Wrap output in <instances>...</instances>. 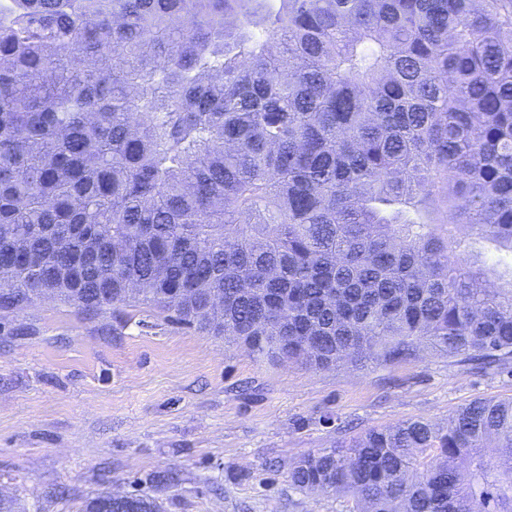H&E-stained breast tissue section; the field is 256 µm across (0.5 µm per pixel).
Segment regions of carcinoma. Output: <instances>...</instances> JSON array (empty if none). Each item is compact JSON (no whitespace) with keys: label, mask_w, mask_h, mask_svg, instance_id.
Instances as JSON below:
<instances>
[{"label":"carcinoma","mask_w":512,"mask_h":512,"mask_svg":"<svg viewBox=\"0 0 512 512\" xmlns=\"http://www.w3.org/2000/svg\"><path fill=\"white\" fill-rule=\"evenodd\" d=\"M0 0V312L144 305L313 370L512 373V0ZM350 512H512V400L293 462ZM105 492L85 512H159ZM473 254H477L487 264L494 265L500 271H508L512 266V254L508 250L500 249L493 243L483 239L471 241L470 249Z\"/></svg>","instance_id":"cac0c4a2"}]
</instances>
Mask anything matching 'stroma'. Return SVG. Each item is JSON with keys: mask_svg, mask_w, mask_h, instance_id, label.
Instances as JSON below:
<instances>
[{"mask_svg": "<svg viewBox=\"0 0 512 512\" xmlns=\"http://www.w3.org/2000/svg\"><path fill=\"white\" fill-rule=\"evenodd\" d=\"M476 399H512V375L431 353L315 371L147 307L106 336L45 301L0 319V493L27 512H82L102 492L161 512H347L295 489L289 464L353 432L447 421ZM159 472L171 482H153Z\"/></svg>", "mask_w": 512, "mask_h": 512, "instance_id": "obj_1", "label": "stroma"}]
</instances>
